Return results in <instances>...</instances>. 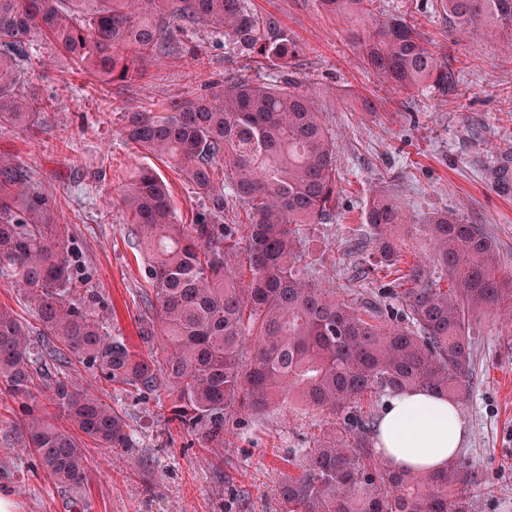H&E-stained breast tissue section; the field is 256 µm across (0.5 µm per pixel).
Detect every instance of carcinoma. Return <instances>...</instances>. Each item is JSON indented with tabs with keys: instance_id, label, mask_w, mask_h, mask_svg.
<instances>
[{
	"instance_id": "obj_1",
	"label": "carcinoma",
	"mask_w": 512,
	"mask_h": 512,
	"mask_svg": "<svg viewBox=\"0 0 512 512\" xmlns=\"http://www.w3.org/2000/svg\"><path fill=\"white\" fill-rule=\"evenodd\" d=\"M373 0H317L353 20ZM250 0H0V127L24 134L48 104L18 93L38 76L45 37L79 71L135 82L180 50L177 34L210 26L235 55L271 69L265 82H213L206 93L160 100L122 113L126 143L169 160L195 195H210L223 174L224 204L249 223L222 224L199 213L180 224L168 183L142 168L118 190L146 267L162 323L144 325L134 348L106 325L97 291L75 278L68 227L47 219L46 198L10 159L0 160V278L16 283L35 314L23 324L0 307V392L21 405L5 422L19 434L46 479L83 491L92 470L85 441L133 454L125 416L77 387L72 362L140 397L165 394L169 420L204 448L224 445V427L241 412L260 415L297 395L334 419L336 432L300 460L279 487L280 512H472L479 474L456 460L443 472L387 468L370 440L364 397L426 388L450 400L470 390V320L492 307L512 317V276L477 224L437 210L417 218L394 192L363 211L374 264L399 271L395 230L413 223L433 242L409 265L406 310L382 316L372 304L336 298L303 265L308 226L336 218L343 193L336 145L315 95L292 72L303 49L272 14ZM453 32L506 37L512 50V0H440ZM349 39L379 79L410 93L454 75L418 29L399 18L354 26ZM245 237H240L239 228ZM245 246L248 287L237 285L230 255ZM448 287H440L442 278Z\"/></svg>"
}]
</instances>
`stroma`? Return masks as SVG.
I'll return each mask as SVG.
<instances>
[{"instance_id": "stroma-1", "label": "stroma", "mask_w": 512, "mask_h": 512, "mask_svg": "<svg viewBox=\"0 0 512 512\" xmlns=\"http://www.w3.org/2000/svg\"><path fill=\"white\" fill-rule=\"evenodd\" d=\"M259 13L279 18L303 47L298 78L317 92L336 139L345 192L330 224L308 229L313 278L332 280L337 295L381 298L392 275L371 265V236L362 213L371 195L395 191L422 216L445 209L481 225L498 246L503 273L512 274V196H501L493 162L512 157V53L486 35H452L437 0H373L379 19L416 26L455 75L452 85L425 84L407 94L379 83L347 37L349 24L316 0H251ZM185 53L162 59L147 77L128 85L73 69L53 45L35 39L45 66L23 87L49 105L26 135L0 127V157L27 169L46 196L54 223L67 225L79 271L105 300L113 332L140 345L145 318H157L146 261L131 243L118 187L140 167L170 186L179 223L213 209V195L191 194L160 159L138 155L120 134L122 107L198 93L229 74L263 79L265 70L231 53L222 36L202 28L185 39ZM472 385L459 409L465 436L461 459L482 474L474 512H512V323L486 309L470 326ZM74 383L122 410L139 449V464L88 446L93 477L85 512H276L285 475L326 429L324 414L281 406L243 414L222 449L201 447L166 419L158 398H139L101 384L83 366ZM14 512H73V496L43 478L20 437L0 430V489Z\"/></svg>"}]
</instances>
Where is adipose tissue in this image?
<instances>
[{"mask_svg": "<svg viewBox=\"0 0 512 512\" xmlns=\"http://www.w3.org/2000/svg\"><path fill=\"white\" fill-rule=\"evenodd\" d=\"M463 437L456 403L427 389H408L386 401L375 449L393 469L433 472L456 460Z\"/></svg>", "mask_w": 512, "mask_h": 512, "instance_id": "obj_1", "label": "adipose tissue"}]
</instances>
